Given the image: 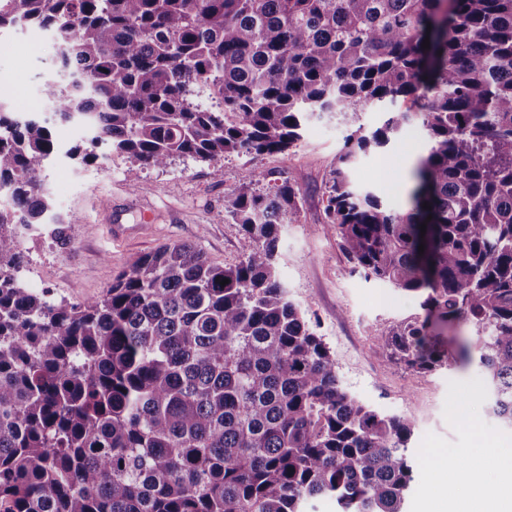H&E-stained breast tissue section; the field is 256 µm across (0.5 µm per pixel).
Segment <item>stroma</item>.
<instances>
[{"mask_svg": "<svg viewBox=\"0 0 512 512\" xmlns=\"http://www.w3.org/2000/svg\"><path fill=\"white\" fill-rule=\"evenodd\" d=\"M21 28L0 30V102L23 115H41L42 89L56 52L49 31L37 43ZM411 100L372 105L358 118H312L287 152L232 155L207 164L186 158L142 172L130 180V161L110 155L94 164L59 157L46 170L55 210L72 227L59 244L35 233L28 244L22 283L55 301L80 304L100 297L130 261L168 243H189L216 263L241 256L240 227L224 212V195L264 173L267 182L291 179L300 189V217L279 231L277 270L288 298L322 336L337 365L342 388L386 415L413 424L410 457L416 468L404 512H488V502L432 497L434 479L451 484L448 457L461 460L488 484L500 471L488 448L512 447V428L489 414V388L474 364H451L419 372L390 357L381 332L423 316L418 293L393 288L353 271L339 246L336 225L327 223V182L345 137L356 128L371 132L391 112H411ZM419 121L383 149L358 155L351 178L397 211L410 206L411 171L425 154Z\"/></svg>", "mask_w": 512, "mask_h": 512, "instance_id": "35a3bbf8", "label": "stroma"}]
</instances>
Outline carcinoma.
Segmentation results:
<instances>
[{
	"label": "carcinoma",
	"mask_w": 512,
	"mask_h": 512,
	"mask_svg": "<svg viewBox=\"0 0 512 512\" xmlns=\"http://www.w3.org/2000/svg\"><path fill=\"white\" fill-rule=\"evenodd\" d=\"M27 26L57 44L44 112L126 156L134 181L176 157L283 153L315 114L413 98L346 136L327 223L365 276L426 291L424 319L381 332L392 355L432 371L450 360L432 327H470L457 359L484 368L512 427V0H0V29ZM415 117L428 149L393 211L351 168ZM59 152L47 121L0 103V512H302L323 496L403 512L412 421L342 388L278 277L295 183L224 195L238 263L165 244L69 305L19 279Z\"/></svg>",
	"instance_id": "carcinoma-1"
}]
</instances>
